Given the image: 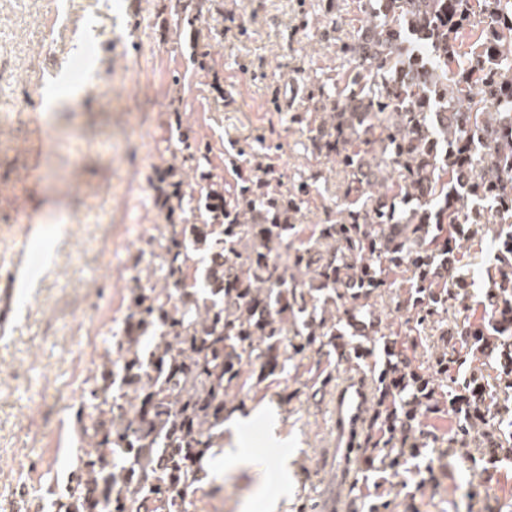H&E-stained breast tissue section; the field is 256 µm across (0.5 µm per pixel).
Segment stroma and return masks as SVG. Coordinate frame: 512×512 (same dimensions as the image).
<instances>
[{
  "label": "stroma",
  "mask_w": 512,
  "mask_h": 512,
  "mask_svg": "<svg viewBox=\"0 0 512 512\" xmlns=\"http://www.w3.org/2000/svg\"><path fill=\"white\" fill-rule=\"evenodd\" d=\"M357 0H212L174 23L169 0H0V289L11 288L13 319L0 326V512L22 500L54 512L77 455L87 449L78 413L101 364L117 358L109 338L128 314L135 277L157 268L158 225L197 224L198 211L168 215V168L193 175L189 139L226 189L235 159L257 137L256 163L288 188L314 161L306 123L312 83L343 88L349 65L339 51L359 27ZM222 29L221 41L209 37ZM207 53L206 67L193 57ZM294 114L303 123L291 122ZM152 130L149 141L134 128ZM39 179L28 178L31 160ZM325 180L297 216L306 241L337 201L340 168L322 161ZM139 224L142 234L129 232ZM361 360L315 352L283 371L233 388L228 413L250 415L225 428L211 449L191 512H343L353 502L395 499L397 512H503L512 501V463L483 483L456 463L452 419L423 418L422 454L446 468L436 488L406 496L376 470L356 469L343 487L328 461L336 379L370 373ZM246 459L225 464L226 449Z\"/></svg>",
  "instance_id": "stroma-1"
}]
</instances>
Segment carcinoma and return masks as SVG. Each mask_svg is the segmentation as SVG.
Returning <instances> with one entry per match:
<instances>
[{"instance_id":"1","label":"carcinoma","mask_w":512,"mask_h":512,"mask_svg":"<svg viewBox=\"0 0 512 512\" xmlns=\"http://www.w3.org/2000/svg\"><path fill=\"white\" fill-rule=\"evenodd\" d=\"M360 30L342 51L353 64L347 96L376 111L356 112L320 86L319 123L308 124L312 153L341 168L335 207L307 245L285 242L310 174L270 190L271 170L243 161L239 188L200 171L169 212L192 203L200 224H167L159 271L164 285L131 289L133 306L117 342L121 368L103 364L89 393L91 450L77 457L55 512H189L204 478L201 459L224 446L228 391L246 372L263 380L282 369L283 337L338 361L372 359L370 426L360 455L385 453L387 468L418 448L422 415L454 419L457 437L490 428L481 475L512 459V0H360ZM480 30L463 54L461 30ZM450 109L451 122L435 114ZM496 224L493 261L480 315L447 335L455 342L432 362L415 353L434 316L468 296L451 272L472 226ZM202 272L180 287L193 257ZM411 273L396 309L403 321L375 337L376 298ZM496 372L489 384L460 368L474 361ZM250 370H244V367Z\"/></svg>"}]
</instances>
